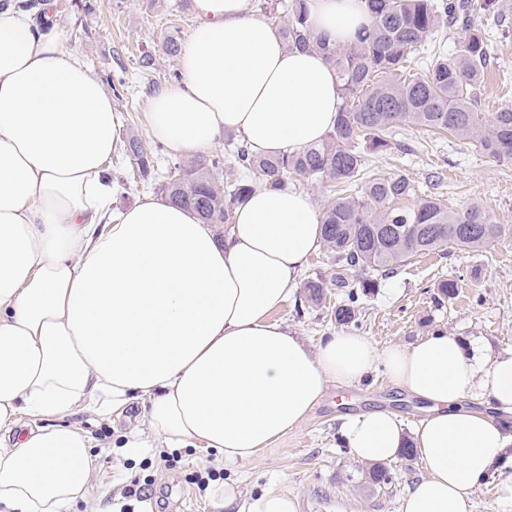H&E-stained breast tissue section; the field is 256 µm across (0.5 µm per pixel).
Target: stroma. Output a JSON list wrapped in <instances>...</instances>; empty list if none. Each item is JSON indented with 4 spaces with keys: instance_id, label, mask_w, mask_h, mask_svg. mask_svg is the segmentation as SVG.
I'll list each match as a JSON object with an SVG mask.
<instances>
[{
    "instance_id": "35a3bbf8",
    "label": "stroma",
    "mask_w": 512,
    "mask_h": 512,
    "mask_svg": "<svg viewBox=\"0 0 512 512\" xmlns=\"http://www.w3.org/2000/svg\"><path fill=\"white\" fill-rule=\"evenodd\" d=\"M54 10L66 31L70 48L80 52L96 80L126 73L129 85L113 95L121 115L117 136L120 148L106 166L119 187L113 200L121 209L143 194H159L158 185L144 186L130 176V140L152 146L148 125V99L171 86L180 59L166 54L169 38L187 42L197 21L194 0H55ZM152 55L155 67L142 70L139 59ZM512 107V41L497 46L491 72L485 78L482 108L487 112ZM394 149L372 155L369 173L407 174L417 195L435 194L448 207L461 209L481 204L493 222L504 225L498 243L479 252L449 250L410 257L393 274L379 278L376 288L358 293V319L339 326L333 311L346 299V289L331 282L333 259L326 250L314 253L303 273L304 280L325 278L326 299L313 305L305 289L290 294L272 314L310 346L325 336L347 329L367 337L378 348L408 345L434 330L475 339L488 352L512 349V166L498 164L472 146L416 129L397 128ZM456 281L453 296H444L440 281ZM382 408L396 415L404 433H411L426 415L423 401L395 386L384 370H375L351 386L328 385L306 421L288 431L259 459L235 470L224 468L217 451L184 448L175 468L159 459L162 440L133 453L124 438L138 426L141 408L122 418L106 421L80 413L74 420L95 439L94 469L83 499L68 512H119L126 485L135 478L150 477L149 498L134 503V512H224L214 489L199 491L187 482L192 472L222 470L225 480L238 483L244 495L273 487L298 501V512H399L406 489L424 476L419 459L397 457L388 461L393 474L388 484L372 483L369 464L346 448L339 427L354 407ZM512 481V464L492 469L472 494V512H512L501 488Z\"/></svg>"
}]
</instances>
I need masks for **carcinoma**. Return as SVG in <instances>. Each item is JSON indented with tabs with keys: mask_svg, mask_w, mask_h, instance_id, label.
<instances>
[{
	"mask_svg": "<svg viewBox=\"0 0 512 512\" xmlns=\"http://www.w3.org/2000/svg\"><path fill=\"white\" fill-rule=\"evenodd\" d=\"M371 25L358 41L336 45L314 35L305 0H266L263 9L278 19L276 31L290 49H314L336 71L343 105L325 138L292 154L258 155L242 142L233 144L236 165L224 158L201 157L173 165L162 191L192 209L204 224H229L235 208L262 186L288 189L297 175L330 188L319 209L323 247L336 261V286L348 287L350 270L384 276L419 253L448 249L479 252L504 234L484 208L472 203L449 208L438 196H422L411 207L397 202L415 193L405 174L363 179L367 155L393 148L392 132L413 126L473 145L484 156L512 165V107L480 109L485 72L495 58L493 43L473 28L490 21L498 39L512 36L501 17L499 0H367ZM463 33L453 51L439 33L456 23ZM130 149L136 175L155 179L154 152L139 143ZM356 294L333 311L336 323L356 319Z\"/></svg>",
	"mask_w": 512,
	"mask_h": 512,
	"instance_id": "1",
	"label": "carcinoma"
}]
</instances>
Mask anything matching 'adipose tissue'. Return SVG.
<instances>
[{"instance_id": "1", "label": "adipose tissue", "mask_w": 512, "mask_h": 512, "mask_svg": "<svg viewBox=\"0 0 512 512\" xmlns=\"http://www.w3.org/2000/svg\"><path fill=\"white\" fill-rule=\"evenodd\" d=\"M306 3L313 32L336 44L371 24L366 0ZM195 6L182 79L149 99L154 137L182 156L227 132L262 155L321 141L342 106L322 55L287 49L251 0ZM119 121L58 22L0 8V512H64L83 497L93 440L77 412L145 405L153 436L216 450L231 469L304 422L328 383L379 364L429 414L409 439L390 412L345 417L346 446L377 463L413 442L426 475L399 512H472L474 487L512 451V351L444 330L383 350L346 332L310 347L270 318L320 245L309 195L255 190L223 233L163 195L113 209ZM222 502L297 512L284 491L246 497L234 483Z\"/></svg>"}]
</instances>
